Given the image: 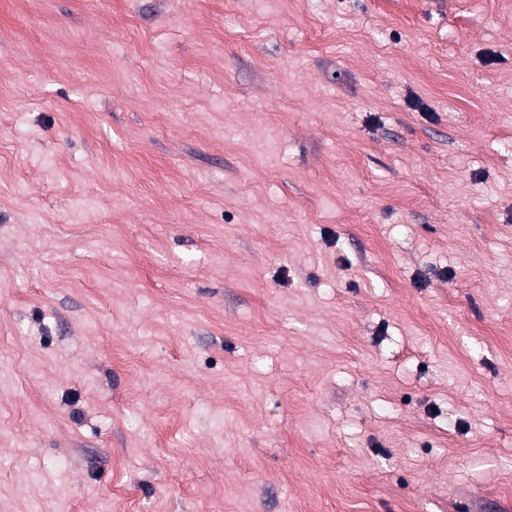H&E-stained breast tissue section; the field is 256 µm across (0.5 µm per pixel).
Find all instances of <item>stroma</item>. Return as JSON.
Returning a JSON list of instances; mask_svg holds the SVG:
<instances>
[{
  "mask_svg": "<svg viewBox=\"0 0 512 512\" xmlns=\"http://www.w3.org/2000/svg\"><path fill=\"white\" fill-rule=\"evenodd\" d=\"M0 512H512V0H0Z\"/></svg>",
  "mask_w": 512,
  "mask_h": 512,
  "instance_id": "1",
  "label": "stroma"
}]
</instances>
